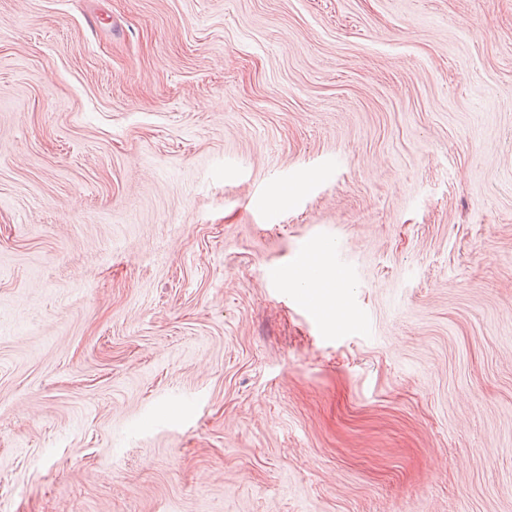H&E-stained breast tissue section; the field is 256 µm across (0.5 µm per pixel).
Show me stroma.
<instances>
[{
	"label": "stroma",
	"instance_id": "stroma-1",
	"mask_svg": "<svg viewBox=\"0 0 512 512\" xmlns=\"http://www.w3.org/2000/svg\"><path fill=\"white\" fill-rule=\"evenodd\" d=\"M0 512H512V0H0ZM318 263V273L312 276L308 275L306 269L295 274H289L284 278V283L289 287L298 288H313L317 290V295L320 304L325 310H330L336 307L334 288L336 282L342 281V278L336 275L335 271L328 268L324 263Z\"/></svg>",
	"mask_w": 512,
	"mask_h": 512
}]
</instances>
